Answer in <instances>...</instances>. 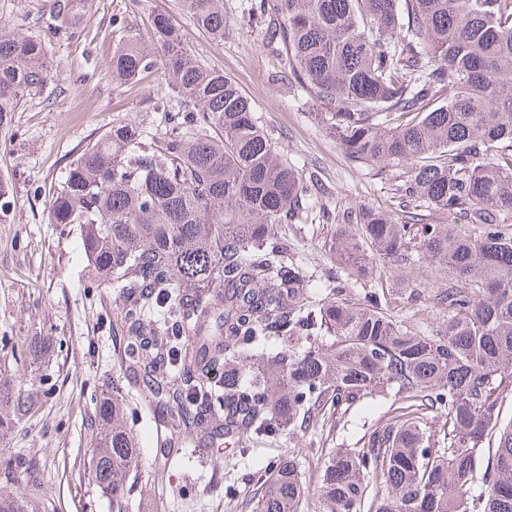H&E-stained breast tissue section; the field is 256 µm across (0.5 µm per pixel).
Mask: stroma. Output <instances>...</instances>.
<instances>
[{
    "instance_id": "stroma-1",
    "label": "stroma",
    "mask_w": 512,
    "mask_h": 512,
    "mask_svg": "<svg viewBox=\"0 0 512 512\" xmlns=\"http://www.w3.org/2000/svg\"><path fill=\"white\" fill-rule=\"evenodd\" d=\"M249 2L224 0L228 23L218 45L190 22L182 0H94L77 28L55 39L42 0H0L1 20L50 42L46 85L0 125V179L9 182L13 201L9 221L0 222V381L35 388L46 397L37 413L0 440V467L14 459L35 465L39 486L28 495L32 512H112L110 499L88 474V442L97 399L112 378L126 374L127 339L112 328L122 300L108 289L86 286L87 259L77 228L49 223L47 213L70 163L114 119L156 130L161 115L153 105L172 95L157 70L131 88L113 84L106 62L121 38L112 29L113 15H124L146 39L154 16L168 17L201 63L238 83L277 150L303 175L317 179L312 208L330 212V219L278 228L317 292L326 293L335 276L349 299L384 290L393 312L412 328L428 331L448 319L437 298L444 280L427 264L407 278L388 268L379 280L333 269L328 254L337 225L362 205L397 209L394 187L401 171L373 169L346 157L317 122L313 106L289 85L276 44L265 29L251 25ZM393 403L389 395L364 401L348 413L344 429L302 432L256 445L243 456L221 436L203 443L191 436L181 448H171L166 438L177 410L162 401H132L129 424L141 465L127 512H246L258 475L293 449L314 489L328 449L353 447Z\"/></svg>"
}]
</instances>
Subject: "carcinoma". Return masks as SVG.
<instances>
[{
  "label": "carcinoma",
  "mask_w": 512,
  "mask_h": 512,
  "mask_svg": "<svg viewBox=\"0 0 512 512\" xmlns=\"http://www.w3.org/2000/svg\"><path fill=\"white\" fill-rule=\"evenodd\" d=\"M60 28L88 0H44ZM193 25L224 41V0H183ZM252 24L284 53L318 122L352 161L406 167L400 221L373 206L336 225L332 255L360 277L420 258L448 279V322L428 334L362 301L317 297L278 238L309 211L312 189L277 151L252 102L224 72L199 63L165 16L152 45L124 17L107 64L127 84L162 60L172 100L159 131L125 119L69 166L49 222L79 230L95 288L125 301L115 327L143 368V401L164 397L184 433L224 407V432L249 447L326 428L366 399L399 406L359 448H331L326 512H512V0H251ZM44 42L0 21V124L47 83ZM473 222L475 237L424 224L422 211ZM273 338L287 346L272 355ZM132 396L112 379L94 416L89 475L126 512L141 462L128 426ZM42 404L0 388V440ZM495 449L483 457V443ZM0 512H27L5 463ZM252 512H303L298 452L257 480Z\"/></svg>",
  "instance_id": "carcinoma-1"
}]
</instances>
